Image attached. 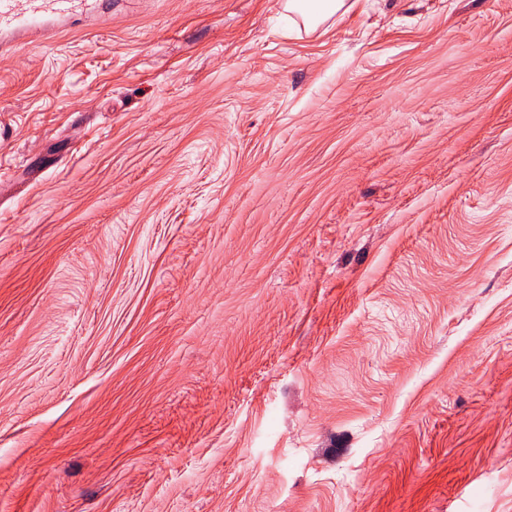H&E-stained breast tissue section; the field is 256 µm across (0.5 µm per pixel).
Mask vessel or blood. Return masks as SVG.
<instances>
[{"label":"vessel or blood","mask_w":512,"mask_h":512,"mask_svg":"<svg viewBox=\"0 0 512 512\" xmlns=\"http://www.w3.org/2000/svg\"><path fill=\"white\" fill-rule=\"evenodd\" d=\"M101 0H0V50L27 37L53 41L66 21L98 10Z\"/></svg>","instance_id":"obj_1"}]
</instances>
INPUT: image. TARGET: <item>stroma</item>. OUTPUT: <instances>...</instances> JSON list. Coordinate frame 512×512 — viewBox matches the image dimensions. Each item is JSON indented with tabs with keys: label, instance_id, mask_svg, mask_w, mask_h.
<instances>
[{
	"label": "stroma",
	"instance_id": "obj_1",
	"mask_svg": "<svg viewBox=\"0 0 512 512\" xmlns=\"http://www.w3.org/2000/svg\"><path fill=\"white\" fill-rule=\"evenodd\" d=\"M0 512H512V0L0 51Z\"/></svg>",
	"mask_w": 512,
	"mask_h": 512
}]
</instances>
